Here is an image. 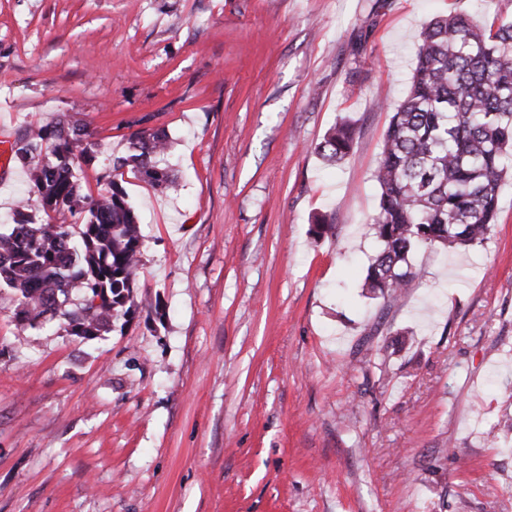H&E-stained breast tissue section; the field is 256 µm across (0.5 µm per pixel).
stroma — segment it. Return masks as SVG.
<instances>
[{
  "label": "stroma",
  "mask_w": 512,
  "mask_h": 512,
  "mask_svg": "<svg viewBox=\"0 0 512 512\" xmlns=\"http://www.w3.org/2000/svg\"><path fill=\"white\" fill-rule=\"evenodd\" d=\"M448 14L512 0H0V138L84 129L83 193L112 168L143 235L95 339L21 327L0 285V512H512V178L482 245L363 289L384 134ZM158 129L174 193L112 167ZM22 203L45 221L11 162L0 231ZM354 135V124L350 119H344L315 146V151L327 162L336 163L351 150Z\"/></svg>",
  "instance_id": "stroma-1"
}]
</instances>
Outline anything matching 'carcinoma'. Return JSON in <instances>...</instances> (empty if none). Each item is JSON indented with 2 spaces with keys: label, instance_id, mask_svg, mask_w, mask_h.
<instances>
[{
  "label": "carcinoma",
  "instance_id": "1",
  "mask_svg": "<svg viewBox=\"0 0 512 512\" xmlns=\"http://www.w3.org/2000/svg\"><path fill=\"white\" fill-rule=\"evenodd\" d=\"M411 86L392 112L374 171L380 189L372 229L381 249L364 288L372 299L395 300L420 270L409 260L417 246L466 247L485 242L495 223L512 150V19L486 24L468 15L431 20L416 47ZM355 126L342 120L315 146L328 162L351 150ZM84 130L63 119L34 123L11 144V159L26 166L30 191L47 222L19 211L0 232V283L18 296L14 318L33 328L47 316L68 332L94 339L113 320L131 314L141 261L140 224L123 192L95 199L82 193L76 163L90 157ZM130 166L163 191L177 188L156 156L168 147L162 130L131 139ZM81 222L80 243L70 228ZM85 290L78 311L62 309L69 291Z\"/></svg>",
  "mask_w": 512,
  "mask_h": 512
}]
</instances>
